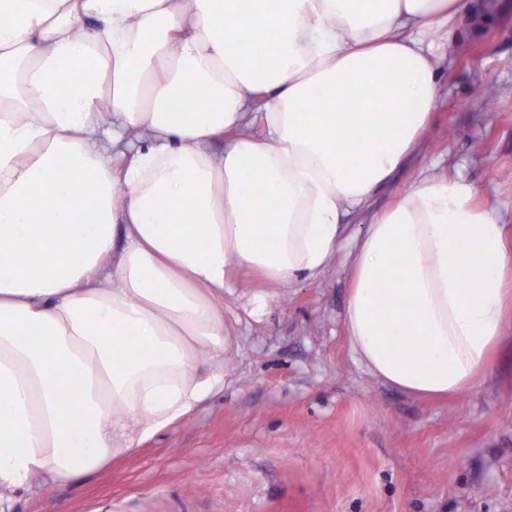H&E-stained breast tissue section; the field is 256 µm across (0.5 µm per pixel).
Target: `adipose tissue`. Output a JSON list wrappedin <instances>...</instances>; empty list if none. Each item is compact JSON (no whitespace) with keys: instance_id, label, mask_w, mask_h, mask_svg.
Here are the masks:
<instances>
[{"instance_id":"1","label":"adipose tissue","mask_w":512,"mask_h":512,"mask_svg":"<svg viewBox=\"0 0 512 512\" xmlns=\"http://www.w3.org/2000/svg\"><path fill=\"white\" fill-rule=\"evenodd\" d=\"M466 8L0 0V512L223 388L234 267L287 288L345 253L344 328L371 375L419 398L479 382L512 248L472 185L420 179L342 237L420 147L437 37Z\"/></svg>"}]
</instances>
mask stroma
Listing matches in <instances>:
<instances>
[{
	"label": "stroma",
	"mask_w": 512,
	"mask_h": 512,
	"mask_svg": "<svg viewBox=\"0 0 512 512\" xmlns=\"http://www.w3.org/2000/svg\"><path fill=\"white\" fill-rule=\"evenodd\" d=\"M470 3L423 150L349 228L430 171H459L512 246V0ZM229 280L223 392L98 473L21 493L13 512H512V313L482 381L418 399L351 353L343 261L290 288L237 268Z\"/></svg>",
	"instance_id": "35a3bbf8"
}]
</instances>
